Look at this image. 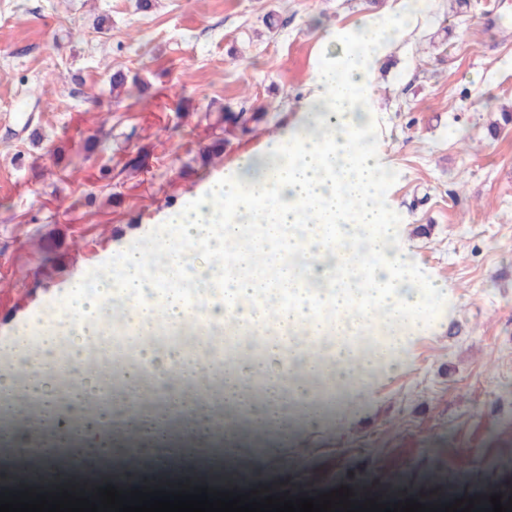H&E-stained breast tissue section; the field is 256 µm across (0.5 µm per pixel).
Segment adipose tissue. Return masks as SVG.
<instances>
[{"instance_id":"1","label":"adipose tissue","mask_w":512,"mask_h":512,"mask_svg":"<svg viewBox=\"0 0 512 512\" xmlns=\"http://www.w3.org/2000/svg\"><path fill=\"white\" fill-rule=\"evenodd\" d=\"M398 29V17L373 15L333 33L340 52L313 73L314 94L293 132L168 212L146 237L152 261L139 246L125 248L95 278L71 280L62 304L19 327L18 338L48 352L66 334L78 350L93 329L111 330L116 311L138 335L162 321L202 336L209 322L232 319L249 351L224 374L229 405L264 414L247 389L272 356L287 357L308 425H319L313 408L338 387L361 395L425 328L432 298L448 294L410 270L367 142L373 73ZM214 289L220 298L202 317L196 304ZM271 326L287 345L267 339L264 351H251Z\"/></svg>"}]
</instances>
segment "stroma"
Listing matches in <instances>:
<instances>
[{
	"label": "stroma",
	"instance_id": "1",
	"mask_svg": "<svg viewBox=\"0 0 512 512\" xmlns=\"http://www.w3.org/2000/svg\"><path fill=\"white\" fill-rule=\"evenodd\" d=\"M396 11L371 148L411 269L451 295L345 422L230 440L211 408L210 449L249 492L368 486L394 504L492 512L491 496L512 500V123L499 122L512 113V0H0V298L51 314L73 272L107 268L162 212L296 126L331 33ZM117 70L147 89L109 103ZM95 133L104 149L83 151ZM139 153L144 167L129 169ZM124 437L106 427L99 448L70 454L125 477Z\"/></svg>",
	"mask_w": 512,
	"mask_h": 512
}]
</instances>
